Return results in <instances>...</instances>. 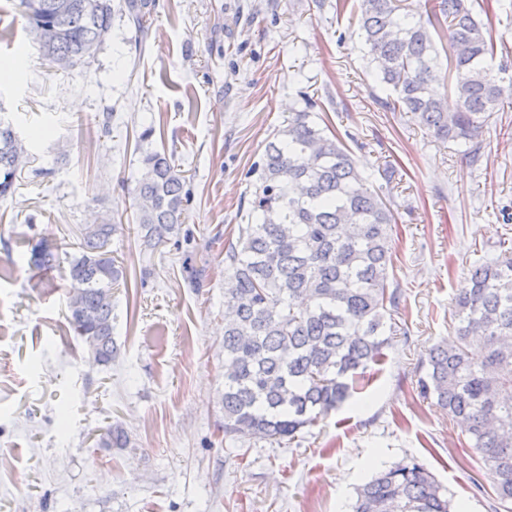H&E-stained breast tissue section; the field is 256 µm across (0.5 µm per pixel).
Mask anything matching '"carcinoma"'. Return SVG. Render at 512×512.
<instances>
[{
	"instance_id": "cac0c4a2",
	"label": "carcinoma",
	"mask_w": 512,
	"mask_h": 512,
	"mask_svg": "<svg viewBox=\"0 0 512 512\" xmlns=\"http://www.w3.org/2000/svg\"><path fill=\"white\" fill-rule=\"evenodd\" d=\"M44 59L57 70L87 62L112 25V0H21ZM145 4L128 0L136 30ZM360 13L364 57L391 90L390 111L411 112L442 142L480 159L483 134L501 101L492 67L498 43L490 8L468 0H336ZM453 80L456 109L441 88ZM314 104L292 113L268 143L251 201L257 222L238 225L224 253V438L280 443L315 425L358 390L370 364L384 358L398 325L395 216L371 189L353 152L317 122ZM25 143L0 120V199L14 192ZM142 244L155 250L185 223L190 196L171 158L146 156L136 187ZM115 225L81 229L79 254L67 255L69 320L89 358L107 365L118 353L112 290L127 283L108 250ZM47 245L31 247L36 268L55 264ZM453 304L455 339L428 350L423 391L464 427L465 445L482 458L498 500L512 501V255L482 258ZM123 427L101 428L97 445L126 448ZM353 512H451L427 466L406 458L356 489Z\"/></svg>"
}]
</instances>
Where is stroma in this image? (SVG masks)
<instances>
[{
    "label": "stroma",
    "mask_w": 512,
    "mask_h": 512,
    "mask_svg": "<svg viewBox=\"0 0 512 512\" xmlns=\"http://www.w3.org/2000/svg\"><path fill=\"white\" fill-rule=\"evenodd\" d=\"M125 0L95 57L42 62L20 0H0V115L29 164L0 200V512H350L358 486L414 457L455 512L500 503L462 428L421 393L419 366L452 337L471 265L512 248V93L471 163L410 112L383 108L358 17L336 0H148L138 42ZM313 100L398 216L395 336L358 392L282 444L225 440L224 258L265 149ZM168 154L191 195L179 243L145 251L135 187L145 155ZM112 221L127 287L112 297L117 356L93 364L69 323V266L33 268L31 243L76 251L83 225ZM205 266L202 287L187 267ZM127 448H100L108 424Z\"/></svg>",
    "instance_id": "stroma-1"
}]
</instances>
